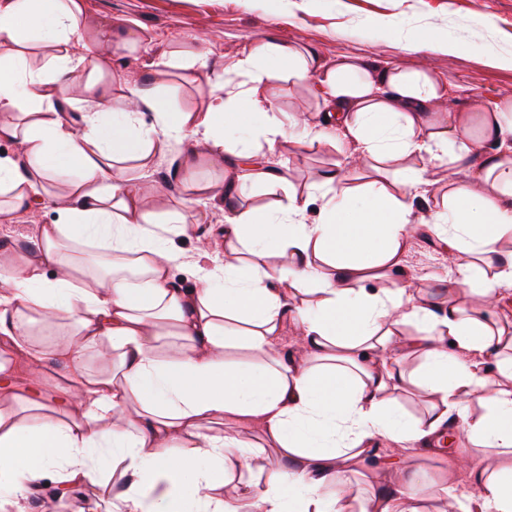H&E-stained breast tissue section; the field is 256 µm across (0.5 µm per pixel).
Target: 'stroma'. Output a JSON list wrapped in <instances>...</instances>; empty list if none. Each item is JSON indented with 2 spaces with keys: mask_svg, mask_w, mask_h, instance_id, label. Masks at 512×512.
<instances>
[{
  "mask_svg": "<svg viewBox=\"0 0 512 512\" xmlns=\"http://www.w3.org/2000/svg\"><path fill=\"white\" fill-rule=\"evenodd\" d=\"M139 20L149 42L142 53L125 55L126 73H137L150 53L167 50L202 53L208 67H223L260 35L316 47L326 63L345 56L368 61L398 62L403 68H426L448 81L447 107L462 112L485 100H512V67L498 64L512 57V0H288V14H272L268 0H90L87 20L92 24L121 25ZM430 29L462 46L448 54L428 46L402 49L399 41ZM341 146L309 141L303 135L282 142L269 155L268 167L284 169L294 186H302L318 172L343 162ZM174 154L158 157L148 181L164 184L168 210L189 206L205 215L200 229L175 244L185 255L222 243L224 210L204 195L202 185L222 188L233 177L231 168L199 158L189 179L176 173ZM416 289L437 296L448 287V258L444 245L429 226L418 225L406 256ZM393 452L382 446L360 462L352 476V490L363 497H379L390 490L395 473Z\"/></svg>",
  "mask_w": 512,
  "mask_h": 512,
  "instance_id": "obj_1",
  "label": "stroma"
}]
</instances>
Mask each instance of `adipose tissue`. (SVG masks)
Masks as SVG:
<instances>
[{
	"label": "adipose tissue",
	"instance_id": "adipose-tissue-1",
	"mask_svg": "<svg viewBox=\"0 0 512 512\" xmlns=\"http://www.w3.org/2000/svg\"><path fill=\"white\" fill-rule=\"evenodd\" d=\"M88 0H0V216L48 202L56 219L29 248L0 242V397L18 376L60 366L40 398L0 407V512H32L39 489H86L113 512H347L350 468L372 443L434 454L447 427L464 434L452 461L471 491L442 488L436 512H512V322L489 317L512 292V102L440 113L433 73L309 45L252 40L205 76L200 107L175 108L172 70L196 58L153 55L140 78L112 52L144 43L136 20L88 28ZM315 83L321 122L281 118L275 82ZM340 141L345 166L294 187L267 167L295 128ZM198 151L236 174L224 188V253L186 257L173 237L200 223L146 208L140 181L156 158ZM416 157L407 193L376 178L348 186L349 160ZM467 171L430 222L448 251L450 300L429 304L402 276L430 167ZM275 207L246 206L256 186ZM320 203L319 220L307 221ZM185 267L192 287L176 284ZM478 296L469 312L456 295ZM421 326L405 368L397 332ZM98 366L88 369V359ZM427 406L408 416L399 395ZM480 407L471 416V407ZM260 432V443L238 431ZM497 463L467 470L471 446ZM276 467L243 480L258 454ZM120 470L112 487L104 475ZM398 488L357 512H422L424 478L396 466Z\"/></svg>",
	"mask_w": 512,
	"mask_h": 512
}]
</instances>
